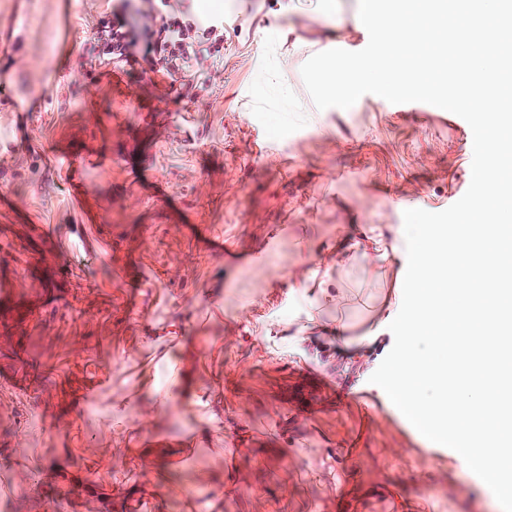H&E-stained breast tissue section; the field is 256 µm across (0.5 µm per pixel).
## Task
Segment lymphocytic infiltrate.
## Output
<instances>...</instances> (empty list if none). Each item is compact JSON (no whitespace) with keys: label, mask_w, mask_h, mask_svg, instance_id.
Masks as SVG:
<instances>
[{"label":"lymphocytic infiltrate","mask_w":512,"mask_h":512,"mask_svg":"<svg viewBox=\"0 0 512 512\" xmlns=\"http://www.w3.org/2000/svg\"><path fill=\"white\" fill-rule=\"evenodd\" d=\"M81 65L93 73L114 64L141 65L159 99L194 77L224 41V16L203 14L191 0H105Z\"/></svg>","instance_id":"1"}]
</instances>
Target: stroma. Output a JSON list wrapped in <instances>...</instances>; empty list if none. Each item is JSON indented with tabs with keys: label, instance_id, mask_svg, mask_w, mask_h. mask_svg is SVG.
<instances>
[{
	"label": "stroma",
	"instance_id": "35a3bbf8",
	"mask_svg": "<svg viewBox=\"0 0 512 512\" xmlns=\"http://www.w3.org/2000/svg\"><path fill=\"white\" fill-rule=\"evenodd\" d=\"M331 3L218 0L223 83L159 101L138 82L137 112L80 66L103 0H0V372L19 383L0 389V512H45L47 468L94 512H501L370 381L394 344L379 313L402 302L403 213L452 205L472 130L373 94L317 109L301 66L369 39L359 0ZM376 226L387 263L331 261ZM208 232L242 259L208 255ZM324 282L339 302L316 303ZM338 327L371 341L341 355Z\"/></svg>",
	"mask_w": 512,
	"mask_h": 512
}]
</instances>
